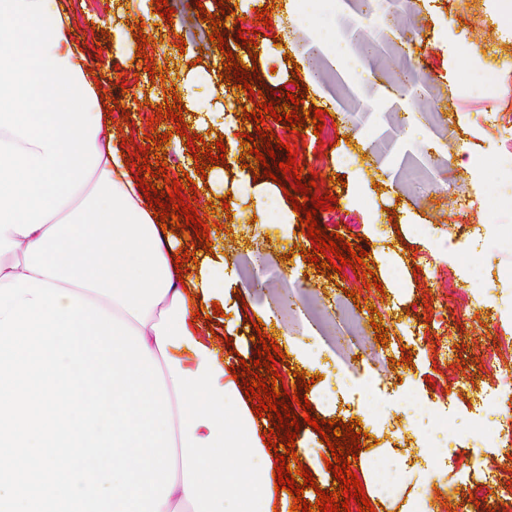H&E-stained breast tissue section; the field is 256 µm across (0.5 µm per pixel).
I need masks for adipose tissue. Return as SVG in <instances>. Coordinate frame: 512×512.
I'll list each match as a JSON object with an SVG mask.
<instances>
[{
    "instance_id": "ef3b65f1",
    "label": "adipose tissue",
    "mask_w": 512,
    "mask_h": 512,
    "mask_svg": "<svg viewBox=\"0 0 512 512\" xmlns=\"http://www.w3.org/2000/svg\"><path fill=\"white\" fill-rule=\"evenodd\" d=\"M69 28L59 0H0V284L54 283L142 334L167 384L177 452L160 512H289L267 425L232 377L213 314L232 301L229 259L217 252L178 274L176 243L125 151L102 136L104 90Z\"/></svg>"
}]
</instances>
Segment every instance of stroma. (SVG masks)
Segmentation results:
<instances>
[{
  "instance_id": "1",
  "label": "stroma",
  "mask_w": 512,
  "mask_h": 512,
  "mask_svg": "<svg viewBox=\"0 0 512 512\" xmlns=\"http://www.w3.org/2000/svg\"><path fill=\"white\" fill-rule=\"evenodd\" d=\"M229 2L236 17L225 20L223 29L241 61L256 64L254 90L272 95L278 104L285 103L287 94L299 93L302 109H328L326 128L317 135L309 129L293 133L271 119L265 125L281 142L297 147L303 179H315L319 190H333L337 208L318 211L317 223L367 251L363 264L378 275L382 290L365 289L350 266L327 275L309 264L299 251L310 243L301 232L300 214L273 179L262 177L258 183L287 211V224L255 223L251 198L238 201L231 211L220 210L226 184L254 162L239 138L255 127L241 118L243 110L256 108L248 93L227 87L224 106L232 123L221 138L208 133L202 113L187 109L182 112L185 135L175 134L176 123L168 117L148 126L165 94L179 92L176 79L186 62L200 61L210 76L223 73L221 51L210 41L212 26L204 20L205 13L220 14L218 0H168L174 9L169 24L157 23L154 0H62L72 37L96 59L112 100L105 134L132 153L142 147L147 130L170 133L163 145L165 175L154 180L158 186L194 173L187 137L202 135L207 145L224 142L225 163L196 180L192 205L200 211L206 203L216 204V212L207 217L209 240L214 251L234 256V288L246 310L231 313L233 333L249 337L246 353L256 360L261 342L254 325L263 321L266 338L277 340L286 353L277 367L283 376L280 391H293L297 371H304L312 383L307 399L316 415L342 423L356 420L367 431L351 471L374 512H408L412 498L425 487L431 512H468L470 501L458 492L476 478L487 490L486 506L501 512L512 504V445L488 448L460 431L448 439L450 457H430L427 431L407 429L401 393L411 385L461 420L475 413L482 396L500 390L503 379L512 380L510 360L504 361L501 375L483 372V358L501 327L495 307L477 301L457 277L451 285L459 293L451 303L461 317L440 325L441 283L422 263L423 253L468 243L471 261L489 283L498 281V258L477 245L493 222L480 201L498 191L474 163L502 145L504 132L486 114L494 110L512 116V80L500 86L493 101L461 96L458 81L467 63L458 46L471 45L487 68L512 69V0H503L495 10L489 0H377V11L396 17L397 26L389 32L373 28L361 0H338L330 23L343 32V43L364 75L358 83L309 37L290 35L287 17L296 0ZM117 6L129 32L119 51L103 37L113 28ZM266 7L272 12L267 27L255 21L257 11ZM242 18L252 22L256 34L253 57L236 38V22ZM139 33L149 40L146 48L136 42ZM140 49L145 52L141 58L136 55ZM150 61L163 70V78L151 80L145 69ZM296 74L302 87L292 83ZM123 111L129 112L128 121L117 120ZM406 111L418 113L421 138L409 136L401 125ZM336 174L344 176V183H332ZM373 307L380 315L376 330L370 325ZM380 330L387 344L376 342ZM307 344L321 362L319 369H305L299 358L300 347ZM406 350L412 354L408 364L401 361ZM369 393L384 406V421L373 420L365 402ZM296 442L311 443L312 453L299 461L318 483L304 489L303 499L313 502L318 491L336 490L325 463L331 452L318 431L301 424ZM376 457L400 469L396 490L377 486L368 467Z\"/></svg>"
}]
</instances>
